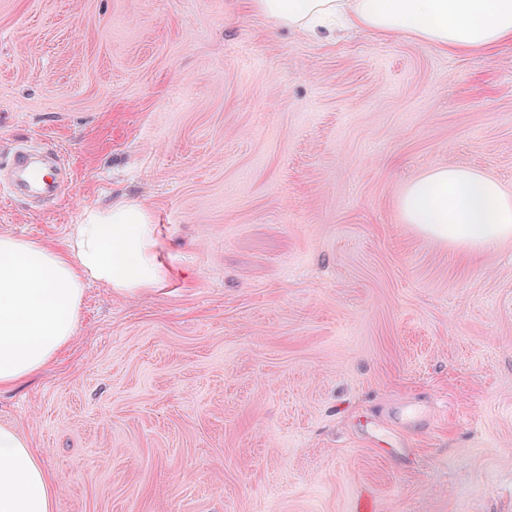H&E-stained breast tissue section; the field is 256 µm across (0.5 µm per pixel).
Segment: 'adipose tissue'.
I'll return each instance as SVG.
<instances>
[{
  "instance_id": "adipose-tissue-1",
  "label": "adipose tissue",
  "mask_w": 512,
  "mask_h": 512,
  "mask_svg": "<svg viewBox=\"0 0 512 512\" xmlns=\"http://www.w3.org/2000/svg\"><path fill=\"white\" fill-rule=\"evenodd\" d=\"M277 26L313 37L346 27L401 34L453 52L512 39V0H252ZM406 223L470 249L512 238V196L471 170L439 167L408 183ZM172 274L142 203L116 199L72 225L62 247L0 234V391L43 371L76 334L85 286L160 291ZM57 487L27 440L0 426V512H53Z\"/></svg>"
}]
</instances>
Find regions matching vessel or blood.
<instances>
[{
  "label": "vessel or blood",
  "instance_id": "b4317fda",
  "mask_svg": "<svg viewBox=\"0 0 512 512\" xmlns=\"http://www.w3.org/2000/svg\"><path fill=\"white\" fill-rule=\"evenodd\" d=\"M69 172L60 159L39 157L36 150L17 148L5 171L11 194L43 201L60 195L68 184Z\"/></svg>",
  "mask_w": 512,
  "mask_h": 512
}]
</instances>
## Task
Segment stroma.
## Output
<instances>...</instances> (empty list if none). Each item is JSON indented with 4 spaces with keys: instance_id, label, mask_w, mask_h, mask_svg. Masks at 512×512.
Instances as JSON below:
<instances>
[{
    "instance_id": "obj_1",
    "label": "stroma",
    "mask_w": 512,
    "mask_h": 512,
    "mask_svg": "<svg viewBox=\"0 0 512 512\" xmlns=\"http://www.w3.org/2000/svg\"><path fill=\"white\" fill-rule=\"evenodd\" d=\"M70 188L0 198L62 244L139 199L176 269L85 288L77 334L0 392L53 512H512V239L405 224L436 167L512 195V42L312 39L251 0H0V162ZM39 153L26 147L14 151L4 174L11 195L21 194L34 201H44L64 191L69 180L65 164L53 157L36 160Z\"/></svg>"
}]
</instances>
